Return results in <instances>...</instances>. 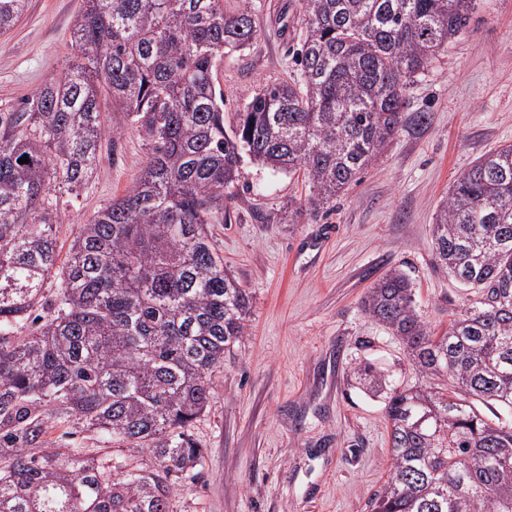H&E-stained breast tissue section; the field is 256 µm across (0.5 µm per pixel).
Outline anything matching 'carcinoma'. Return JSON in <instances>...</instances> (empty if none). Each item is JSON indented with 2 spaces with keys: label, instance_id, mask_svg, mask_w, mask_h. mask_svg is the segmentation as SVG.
<instances>
[{
  "label": "carcinoma",
  "instance_id": "obj_1",
  "mask_svg": "<svg viewBox=\"0 0 512 512\" xmlns=\"http://www.w3.org/2000/svg\"><path fill=\"white\" fill-rule=\"evenodd\" d=\"M298 83L264 85L224 124L215 71L256 37L250 0H86L76 62L0 108V512H169L172 478L203 465L191 426L246 334L250 293L206 225L244 160L303 172L330 209L397 132L410 86L463 33L475 0H301ZM27 0H0V33ZM147 147L133 186L77 225L56 300L60 207L92 178L104 142ZM28 162L18 163L22 156ZM434 256L482 301L435 335L410 281L390 270L362 300L426 383L354 375L386 395L391 464L368 512H512V144L457 176ZM147 452L56 448L51 430Z\"/></svg>",
  "mask_w": 512,
  "mask_h": 512
}]
</instances>
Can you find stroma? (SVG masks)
<instances>
[{"mask_svg":"<svg viewBox=\"0 0 512 512\" xmlns=\"http://www.w3.org/2000/svg\"><path fill=\"white\" fill-rule=\"evenodd\" d=\"M85 0H28L0 34V106L36 91L74 57ZM260 36L215 73L232 125L259 86L293 82L305 30L300 0H252ZM512 143V0H478L467 30L418 77L402 122L378 159L330 211L289 215L308 194L302 174L244 165L224 214L208 225L225 267L252 296L249 328L213 377L193 434L198 473L176 478L170 512H366L386 480L385 399L353 376L371 364L393 384H422L400 340L361 299L388 270L409 278L435 333L475 305L477 289L435 264L434 218L455 177ZM147 149L136 133L104 148L56 227L67 261L76 225L122 196Z\"/></svg>","mask_w":512,"mask_h":512,"instance_id":"35a3bbf8","label":"stroma"}]
</instances>
